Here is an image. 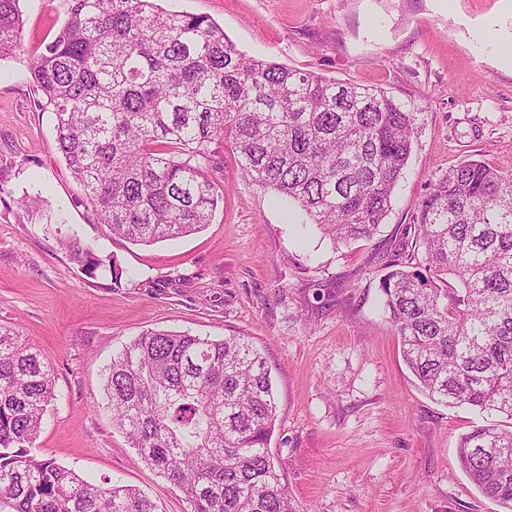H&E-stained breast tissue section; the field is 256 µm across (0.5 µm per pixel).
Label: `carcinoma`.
I'll return each instance as SVG.
<instances>
[{
    "label": "carcinoma",
    "mask_w": 512,
    "mask_h": 512,
    "mask_svg": "<svg viewBox=\"0 0 512 512\" xmlns=\"http://www.w3.org/2000/svg\"><path fill=\"white\" fill-rule=\"evenodd\" d=\"M20 0H0V54ZM65 20L31 63L56 141L113 236L193 234L219 195V138L259 187L297 203L336 245L370 240L412 151L415 115L386 92L248 57L204 16L159 0H59ZM422 260L380 280L403 361L425 393L499 413L457 443L472 484L512 512V173L466 160L418 204ZM112 423L188 512H295L268 448L277 403L245 336L148 330L106 368ZM54 381L34 344L0 324V512H156L34 453Z\"/></svg>",
    "instance_id": "carcinoma-1"
}]
</instances>
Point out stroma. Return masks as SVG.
I'll return each mask as SVG.
<instances>
[{
  "mask_svg": "<svg viewBox=\"0 0 512 512\" xmlns=\"http://www.w3.org/2000/svg\"><path fill=\"white\" fill-rule=\"evenodd\" d=\"M244 54L378 88L416 115L392 209L371 240L334 245L212 144L220 200L199 233L152 245L110 236L58 150L29 62L64 22L21 0L20 46L0 56V324L40 350L55 397L38 455L187 512L112 425L104 370L147 330L248 337L278 412L268 443L296 512H502L461 470L457 442L496 413L429 398L404 364L379 282L414 251L418 203L468 159L512 172V0H164ZM37 195L42 208L21 207ZM91 248L89 271L60 246Z\"/></svg>",
  "mask_w": 512,
  "mask_h": 512,
  "instance_id": "1",
  "label": "stroma"
}]
</instances>
